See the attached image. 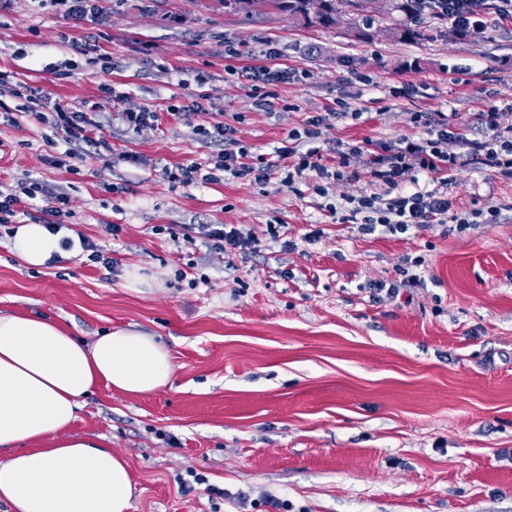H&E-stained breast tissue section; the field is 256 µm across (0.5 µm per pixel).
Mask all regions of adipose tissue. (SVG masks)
Returning a JSON list of instances; mask_svg holds the SVG:
<instances>
[{
    "label": "adipose tissue",
    "instance_id": "1",
    "mask_svg": "<svg viewBox=\"0 0 512 512\" xmlns=\"http://www.w3.org/2000/svg\"><path fill=\"white\" fill-rule=\"evenodd\" d=\"M68 229L17 225L10 249L27 268L48 269L80 253ZM169 349L117 328L92 342L59 322L0 310V503L11 512H128L133 483L126 458L104 436L70 428L99 387L135 397L171 386Z\"/></svg>",
    "mask_w": 512,
    "mask_h": 512
}]
</instances>
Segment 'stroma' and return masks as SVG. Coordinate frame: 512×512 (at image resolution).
I'll list each match as a JSON object with an SVG mask.
<instances>
[{
    "instance_id": "35a3bbf8",
    "label": "stroma",
    "mask_w": 512,
    "mask_h": 512,
    "mask_svg": "<svg viewBox=\"0 0 512 512\" xmlns=\"http://www.w3.org/2000/svg\"><path fill=\"white\" fill-rule=\"evenodd\" d=\"M486 21L462 41L443 22L400 42L385 12L364 38L357 14L323 28L267 0L247 15L223 0H110L78 24L53 0H0V86L24 82L89 113L108 143L57 167L64 138L25 113L26 98L0 96V183L48 190L16 221L40 223L66 193L73 232L117 261L108 272L82 253L24 268L1 227L0 309L87 340L136 329L175 365L172 386L147 396L98 388L71 428L109 437L127 458L129 512H271L269 495L289 512H512V178L482 165L452 174L455 209L494 205L499 223L367 234L330 210L369 191L365 173L324 196L305 184L292 192L277 174L259 185L216 169L219 145L195 133L224 122L249 156L271 160L321 114L312 145L329 167L341 144L424 136L415 112L447 113L468 138L485 139L475 113L493 105L512 125V20L490 7ZM89 35L98 50L80 54ZM264 40L294 71L267 111L235 74L258 64ZM230 46L238 57L225 56ZM406 83L415 94L394 97ZM191 98L203 111L168 114ZM341 100L360 119L336 118ZM143 109L159 122L133 129L119 117ZM193 163L208 183L167 178ZM108 224L121 225L118 237ZM205 224L241 225L256 246L210 251ZM314 230L318 241L306 242ZM416 257L420 280L403 283V261ZM136 268L149 286L129 288ZM375 282L398 289L377 292ZM191 470L204 483L182 487ZM211 486L226 498L212 503Z\"/></svg>"
}]
</instances>
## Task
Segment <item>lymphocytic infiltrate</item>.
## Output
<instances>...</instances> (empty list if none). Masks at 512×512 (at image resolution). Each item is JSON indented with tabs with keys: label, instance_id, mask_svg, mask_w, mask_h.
<instances>
[{
	"label": "lymphocytic infiltrate",
	"instance_id": "1",
	"mask_svg": "<svg viewBox=\"0 0 512 512\" xmlns=\"http://www.w3.org/2000/svg\"><path fill=\"white\" fill-rule=\"evenodd\" d=\"M424 3L427 10L448 20L453 29L480 34L486 27V0H424ZM259 55L264 60L263 65L242 68L239 75L246 81L257 106L266 108L271 106L277 96V86L288 80L290 72L288 68L277 66L280 53L272 44H265ZM27 99L32 105L30 113L34 119L62 134L69 143L67 158H78V148L82 145L104 146L99 126L86 113L58 105L48 106L33 88L29 89ZM498 117V112L492 108L477 113L478 124L492 131L493 137L485 141H466L460 132L450 129L447 113L417 112L413 120L426 128L425 137H404L375 150L348 145L345 151L339 152L338 167L334 170L317 162L318 151L310 146L324 123L320 116L308 118L303 130L290 132L287 144L277 148V158L273 161L263 157L249 160L247 150L239 147L233 129L224 122H216L208 128L199 127L196 133L203 139L221 143L217 169L236 178H253L259 184L270 179L278 161L282 160L286 163L283 185L295 187L313 173L319 180L314 190L321 194L325 191V180L343 177L350 164L363 163L371 183L383 185L384 190L353 199L351 209L341 220L361 222L365 231L372 232L381 226L392 233H404L412 227L447 223L455 224L457 230L462 231L473 223L495 224L499 221L496 206L490 205L466 215L454 209L453 200L448 195L449 172L477 158L484 165L497 169L502 176L512 177V127H500ZM458 140L464 141L465 152L449 151V142ZM422 174L439 176L438 185L430 190L418 186V177Z\"/></svg>",
	"mask_w": 512,
	"mask_h": 512
}]
</instances>
